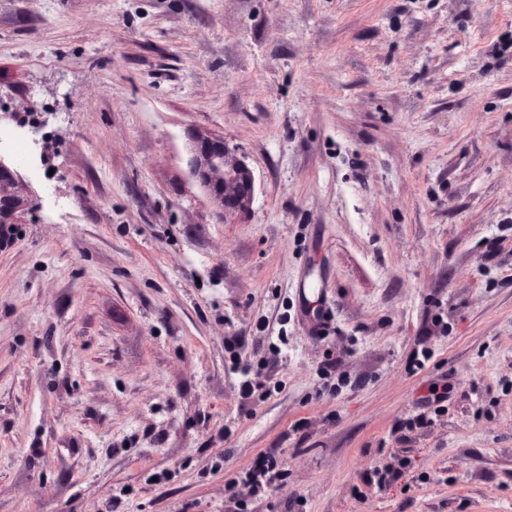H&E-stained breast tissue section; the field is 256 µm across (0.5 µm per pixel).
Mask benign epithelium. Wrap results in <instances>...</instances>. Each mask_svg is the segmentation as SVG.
I'll return each instance as SVG.
<instances>
[{
    "label": "benign epithelium",
    "instance_id": "benign-epithelium-1",
    "mask_svg": "<svg viewBox=\"0 0 512 512\" xmlns=\"http://www.w3.org/2000/svg\"><path fill=\"white\" fill-rule=\"evenodd\" d=\"M190 174L219 198L226 210L245 212L254 197V177L243 161L233 156L222 140L202 139L187 160ZM12 168L0 159V232L18 223L17 215L26 206L11 190Z\"/></svg>",
    "mask_w": 512,
    "mask_h": 512
}]
</instances>
